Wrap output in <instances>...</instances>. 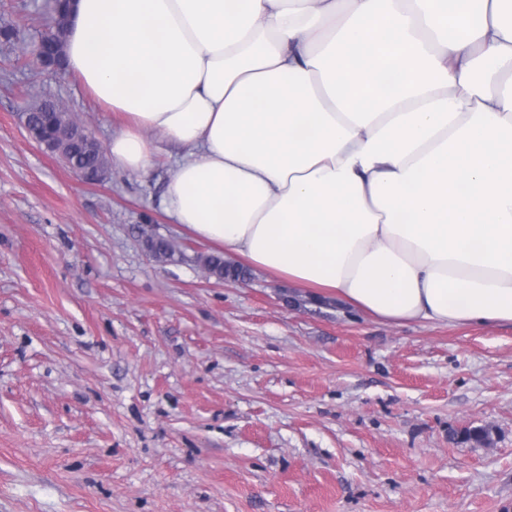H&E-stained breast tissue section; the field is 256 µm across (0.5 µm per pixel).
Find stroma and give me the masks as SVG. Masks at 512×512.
Returning <instances> with one entry per match:
<instances>
[{"mask_svg":"<svg viewBox=\"0 0 512 512\" xmlns=\"http://www.w3.org/2000/svg\"><path fill=\"white\" fill-rule=\"evenodd\" d=\"M48 18L0 0V512H512V324L210 276L164 210L178 148L88 184L28 137L39 97L118 128L73 73L17 67ZM484 425L494 447L452 437Z\"/></svg>","mask_w":512,"mask_h":512,"instance_id":"35a3bbf8","label":"stroma"}]
</instances>
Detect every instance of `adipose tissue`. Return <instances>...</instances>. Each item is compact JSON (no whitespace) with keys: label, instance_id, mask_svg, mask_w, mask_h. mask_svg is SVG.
Masks as SVG:
<instances>
[{"label":"adipose tissue","instance_id":"ef3b65f1","mask_svg":"<svg viewBox=\"0 0 512 512\" xmlns=\"http://www.w3.org/2000/svg\"><path fill=\"white\" fill-rule=\"evenodd\" d=\"M67 66L183 147L173 223L390 325L512 324V0H77Z\"/></svg>","mask_w":512,"mask_h":512}]
</instances>
